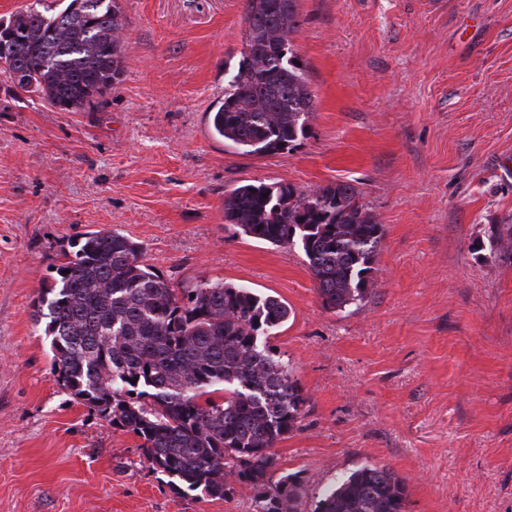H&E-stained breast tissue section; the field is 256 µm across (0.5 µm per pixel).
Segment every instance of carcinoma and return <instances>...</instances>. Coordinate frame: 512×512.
Here are the masks:
<instances>
[{
	"label": "carcinoma",
	"instance_id": "cac0c4a2",
	"mask_svg": "<svg viewBox=\"0 0 512 512\" xmlns=\"http://www.w3.org/2000/svg\"><path fill=\"white\" fill-rule=\"evenodd\" d=\"M27 8L9 22L0 72L62 112L95 105L125 72L118 0ZM238 64L227 68L211 133L246 155L290 151L307 134L314 94L291 44L297 0H245ZM224 220L248 237L296 245L322 305L343 310L374 286L383 225L348 182L303 193L252 181L224 198ZM143 248L117 232H88L43 285L34 313L47 319L53 373L77 402L134 435L152 468L178 494L221 499L225 477L250 487L257 512H298L301 478L276 482L272 448L292 432L307 398L283 359L260 343L288 307L219 280L174 288L144 264ZM406 481L368 464L329 488L315 512H406Z\"/></svg>",
	"mask_w": 512,
	"mask_h": 512
}]
</instances>
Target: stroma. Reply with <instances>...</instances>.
Wrapping results in <instances>:
<instances>
[{"instance_id": "35a3bbf8", "label": "stroma", "mask_w": 512, "mask_h": 512, "mask_svg": "<svg viewBox=\"0 0 512 512\" xmlns=\"http://www.w3.org/2000/svg\"><path fill=\"white\" fill-rule=\"evenodd\" d=\"M126 71L62 112L0 74V512H256L250 488L175 493L132 434L76 402L32 303L71 243L116 230L176 288L245 284L286 302L261 342L307 398L274 476L300 508L366 464L407 512H512V0H298L316 95L297 148L243 155L209 130L244 0H120ZM347 181L385 227L375 286L323 307L298 247L243 235L248 181Z\"/></svg>"}]
</instances>
